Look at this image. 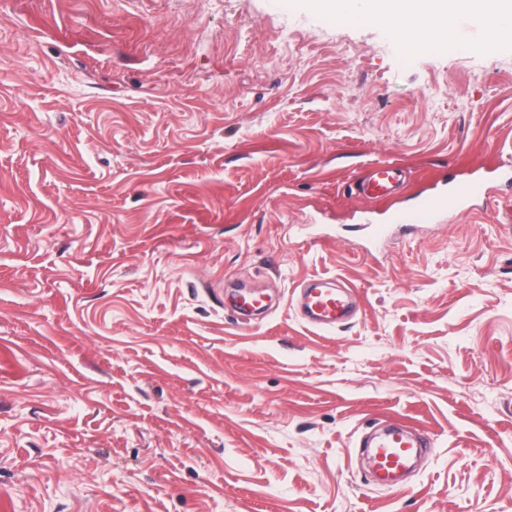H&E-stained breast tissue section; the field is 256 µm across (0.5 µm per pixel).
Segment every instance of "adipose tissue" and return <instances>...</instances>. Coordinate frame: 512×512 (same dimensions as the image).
Here are the masks:
<instances>
[{"label": "adipose tissue", "mask_w": 512, "mask_h": 512, "mask_svg": "<svg viewBox=\"0 0 512 512\" xmlns=\"http://www.w3.org/2000/svg\"><path fill=\"white\" fill-rule=\"evenodd\" d=\"M330 22H371L388 29L404 54L445 48L453 38L454 22L468 13L488 18V45L512 41V0H315Z\"/></svg>", "instance_id": "adipose-tissue-1"}]
</instances>
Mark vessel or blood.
I'll return each mask as SVG.
<instances>
[{
	"label": "vessel or blood",
	"mask_w": 512,
	"mask_h": 512,
	"mask_svg": "<svg viewBox=\"0 0 512 512\" xmlns=\"http://www.w3.org/2000/svg\"><path fill=\"white\" fill-rule=\"evenodd\" d=\"M402 183L400 168L389 162H380L357 180L356 188L362 196L383 200L397 195ZM485 192L482 181H460L449 192L421 195L411 208L393 212L390 219L406 229L432 224L441 214L457 210L466 200L482 196ZM299 306L302 318L320 329L344 324L354 316L350 289L331 287L326 278H312L301 283ZM426 446L424 437L413 436L402 429H388L378 437L372 450L374 479L381 485H395L411 457L422 453Z\"/></svg>",
	"instance_id": "1"
}]
</instances>
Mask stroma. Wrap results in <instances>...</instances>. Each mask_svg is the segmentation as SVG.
<instances>
[{
    "label": "stroma",
    "mask_w": 512,
    "mask_h": 512,
    "mask_svg": "<svg viewBox=\"0 0 512 512\" xmlns=\"http://www.w3.org/2000/svg\"><path fill=\"white\" fill-rule=\"evenodd\" d=\"M406 174L376 202L372 164ZM487 197L369 226L449 179ZM356 289L318 329L298 286ZM272 298L237 320L239 290ZM401 422L399 487L359 455ZM0 512H512V43L313 0H6ZM403 183V171L389 162H380L370 167L356 181L359 194L374 200L389 199L397 195Z\"/></svg>",
    "instance_id": "stroma-1"
}]
</instances>
